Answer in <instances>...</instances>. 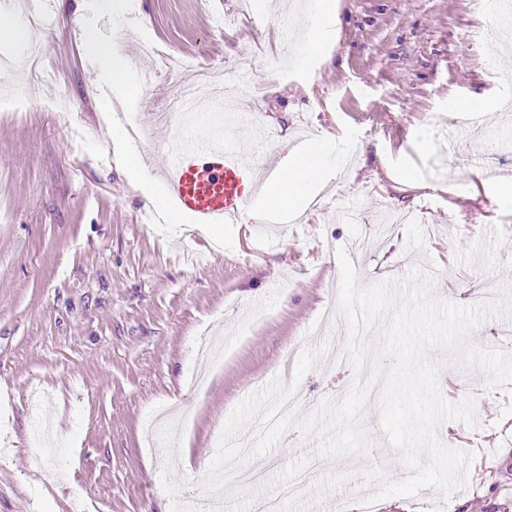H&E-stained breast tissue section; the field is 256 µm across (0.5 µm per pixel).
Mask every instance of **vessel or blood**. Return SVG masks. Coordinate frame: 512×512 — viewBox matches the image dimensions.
Masks as SVG:
<instances>
[{
	"label": "vessel or blood",
	"mask_w": 512,
	"mask_h": 512,
	"mask_svg": "<svg viewBox=\"0 0 512 512\" xmlns=\"http://www.w3.org/2000/svg\"><path fill=\"white\" fill-rule=\"evenodd\" d=\"M297 148L313 159L316 175H323L331 149L321 137H305ZM259 170L236 148L191 137L171 140L158 174L160 194L154 210L171 223L212 229L254 206L256 223H278V214L263 205L268 180Z\"/></svg>",
	"instance_id": "1"
}]
</instances>
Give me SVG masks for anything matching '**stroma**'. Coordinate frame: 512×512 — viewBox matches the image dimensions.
Returning <instances> with one entry per match:
<instances>
[{
  "instance_id": "obj_1",
  "label": "stroma",
  "mask_w": 512,
  "mask_h": 512,
  "mask_svg": "<svg viewBox=\"0 0 512 512\" xmlns=\"http://www.w3.org/2000/svg\"><path fill=\"white\" fill-rule=\"evenodd\" d=\"M309 0H0L42 56L0 45V100L28 84L36 99L0 113V512H199L198 483L234 408L277 377L288 350L345 352L326 336L340 266L351 255L359 287L420 268L437 299L486 306L512 293V205L481 190L487 171L512 177V44L486 56L500 20L486 0H333L334 32L308 46ZM95 29L128 63L137 90L105 87L84 48ZM178 52L210 67L224 109L185 102L188 135L269 160L310 128L340 143L315 204L267 236L263 225L211 230L142 222L157 199L155 168L171 131L151 124L185 74ZM67 97L68 113L53 101ZM480 99L479 120L448 111ZM266 125L252 139L243 115ZM146 127L131 138L126 128ZM139 163H130L134 151ZM210 343L202 388L186 382ZM452 403L474 400V425L441 422L446 447L477 435L466 488L391 496L371 512H512V322L483 319L453 350L435 349ZM356 374L320 355L300 381L293 412L340 400ZM362 424L365 456L330 459L278 512H331L360 504L378 470H411L380 428L376 400ZM313 438L289 429L253 468L278 475Z\"/></svg>"
}]
</instances>
